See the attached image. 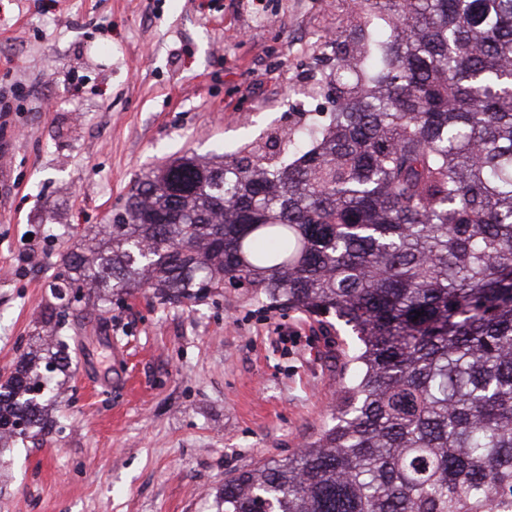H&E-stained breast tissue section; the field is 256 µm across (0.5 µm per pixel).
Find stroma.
<instances>
[{
  "label": "stroma",
  "instance_id": "obj_1",
  "mask_svg": "<svg viewBox=\"0 0 512 512\" xmlns=\"http://www.w3.org/2000/svg\"><path fill=\"white\" fill-rule=\"evenodd\" d=\"M353 0H0V382L53 328L50 435L0 447V512H216L225 479L331 422L349 327L228 288L193 304L52 284L145 173L317 122Z\"/></svg>",
  "mask_w": 512,
  "mask_h": 512
}]
</instances>
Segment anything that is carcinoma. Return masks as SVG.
<instances>
[{
	"instance_id": "1",
	"label": "carcinoma",
	"mask_w": 512,
	"mask_h": 512,
	"mask_svg": "<svg viewBox=\"0 0 512 512\" xmlns=\"http://www.w3.org/2000/svg\"><path fill=\"white\" fill-rule=\"evenodd\" d=\"M316 88L336 111L279 160L252 143L143 175L72 283L163 303L226 285L352 328L336 412L224 480L217 512L512 506V0H355ZM60 341L0 384V441L43 417Z\"/></svg>"
}]
</instances>
